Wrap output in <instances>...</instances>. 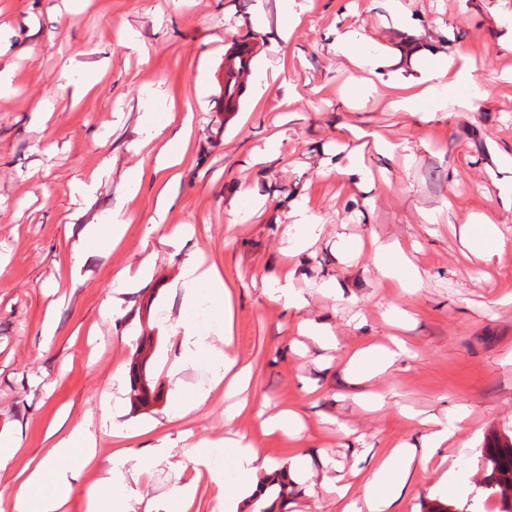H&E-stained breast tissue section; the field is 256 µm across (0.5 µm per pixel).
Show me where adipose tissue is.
Returning a JSON list of instances; mask_svg holds the SVG:
<instances>
[{"mask_svg": "<svg viewBox=\"0 0 512 512\" xmlns=\"http://www.w3.org/2000/svg\"><path fill=\"white\" fill-rule=\"evenodd\" d=\"M398 82L411 88L412 96L430 94L435 107L440 108L449 99L462 98V89L470 85L471 75L466 66L460 65L455 58L442 54L438 56L436 65L420 69L415 77H399ZM174 120L175 116L171 113L163 116L146 112L141 116V125L150 138H164V130ZM164 140L155 159L154 170L170 184L179 177L177 168L183 157L184 139L176 134ZM125 225V218L117 213L107 215L98 223L84 225L71 255L72 272H79L88 254L117 246L123 238ZM179 286L183 291V312L179 314L174 330L181 335V352L165 372L171 400L169 419H180L201 409L212 391L220 387L228 393H240L242 399L224 413L227 430L223 438L195 443L193 458L202 471L193 480L172 486L169 512H196L199 490L206 480L221 484L224 499L233 502L239 512H246L260 480L269 471V460L253 441L234 430L236 418L245 411L255 413L261 433L266 437L293 434L302 419L295 409L270 413L264 401L246 398L250 372L228 351L233 343L234 306L232 294L226 288L219 268L204 265L195 254H188L183 263ZM204 302L211 305L218 324L211 338L200 335L188 316L189 311ZM203 350L211 355L209 383L197 389L191 397H184L182 375L190 360ZM466 418L465 408H458L448 422L435 423L432 431L424 437L421 447L401 444L382 453L373 465L361 496L353 495L350 484L336 485L337 499L344 505L343 512H392L396 502L408 490L417 460L425 458L443 444L453 443L458 424L464 423ZM110 434L118 439L119 444L112 451L110 467L86 491V512H152L151 502L132 496L131 482L162 466L173 472L178 471V463L171 460L162 443L137 455H130L125 444L130 431L125 423L112 422ZM96 446L97 436L89 426L77 425L61 434L45 458L35 465L26 466L16 475L10 498L11 512H59L70 498L79 474L78 471L58 469L56 460H75L80 468L91 466L96 458ZM226 450L233 457L232 472L228 475L213 464L214 458Z\"/></svg>", "mask_w": 512, "mask_h": 512, "instance_id": "adipose-tissue-1", "label": "adipose tissue"}]
</instances>
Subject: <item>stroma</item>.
Here are the masks:
<instances>
[{
	"label": "stroma",
	"mask_w": 512,
	"mask_h": 512,
	"mask_svg": "<svg viewBox=\"0 0 512 512\" xmlns=\"http://www.w3.org/2000/svg\"><path fill=\"white\" fill-rule=\"evenodd\" d=\"M303 2L286 41L257 22V0H86L69 24L60 16L65 0H0V71L9 75L0 91V432L19 443L0 469V492L46 455L59 420L85 424L99 432V465L82 470L63 512H86L85 491L114 446L100 432L108 403L142 427L135 451L166 436L173 460L187 464L194 441L223 437L220 391L184 419L166 420L164 372L178 353L171 328L181 307L172 284L191 250L220 267L232 293L234 351L252 369V391L304 421L292 439L262 437L251 414L235 420L273 461L298 453L311 461L305 479L289 481L287 501L268 493L249 512H340L335 478L363 488L380 453L427 434L410 413L443 421L460 405L469 415L455 447L418 465L395 512H499L498 499L481 500L477 487L488 447L512 438V189L501 185L512 166V0H402L399 17L383 0ZM342 24L365 35L354 53L382 56L396 71H410L409 54L420 48L462 57L485 94L480 110L421 102L400 111L383 86L364 109L351 108L346 96L360 91L365 73L331 46ZM128 32L138 49L124 41ZM228 43L259 44L253 80L269 84L261 99L245 94L237 114L225 112L217 81ZM86 71L100 79L84 93L77 78ZM145 112L193 115L176 199L156 227L162 184L151 171L154 152L138 147ZM356 128L393 146L366 152L375 182L359 189L336 169L359 144ZM272 138L278 154L254 165ZM137 163L147 173L133 192L122 173ZM94 172V192L80 194ZM303 203L322 227L292 256L282 228ZM114 212L128 220L121 243L71 276L83 226ZM469 218L497 225L503 246L480 237L462 244ZM183 224L194 236L178 251L165 239ZM342 238L349 251L337 249ZM377 239L411 248L414 291L378 273ZM151 252L153 277L119 294V316L103 317L115 274ZM285 271L301 310L270 302L263 289L265 276ZM302 319L331 331L335 347L299 336ZM391 336L407 348L400 361L369 380L346 377L348 353ZM143 344L152 348L145 372L158 398L137 408L113 375L128 373ZM449 469L458 486L439 489Z\"/></svg>",
	"instance_id": "1"
}]
</instances>
